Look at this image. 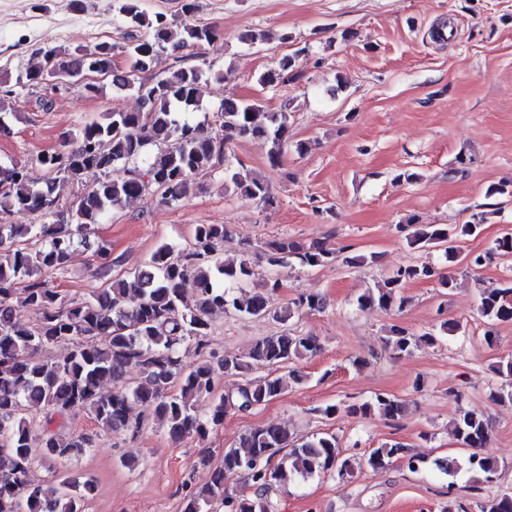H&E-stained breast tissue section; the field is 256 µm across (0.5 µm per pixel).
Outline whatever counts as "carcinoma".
I'll return each mask as SVG.
<instances>
[{
	"instance_id": "carcinoma-1",
	"label": "carcinoma",
	"mask_w": 512,
	"mask_h": 512,
	"mask_svg": "<svg viewBox=\"0 0 512 512\" xmlns=\"http://www.w3.org/2000/svg\"><path fill=\"white\" fill-rule=\"evenodd\" d=\"M197 10V0H181L183 21L177 23L162 13L148 15L139 0H120L122 22L134 31L129 41L101 42L92 51L77 50L64 60L59 59L56 48L44 46L38 53L45 59V68L18 69L16 85L20 87L53 91L64 85L92 97L100 92V85L88 75L111 77L114 57L121 56L126 62L124 78L112 77V86L133 92L142 109L114 112L106 123L89 122L79 130L74 147L40 155L38 162L47 178L39 187L29 180L26 165H0V212L17 208L43 218L40 224L0 222V512H83L82 502L93 489L61 467L53 471L57 487L52 493L33 484L29 478L32 429H38L43 447L62 465L95 445L90 434L64 440L53 428L56 419L77 408L87 409L109 432L134 433L145 417L153 416L167 424L174 440L204 438L223 424L224 414L247 411L276 399L288 385L303 383L299 370H288L286 379L275 371L321 350L315 337L293 329L258 339L239 354L221 356L209 350L210 316L216 310L241 317L270 316L286 324L296 310L324 307L317 292L300 294L293 310L274 307L271 298L280 288L278 277L269 278L261 290L248 297L236 296L234 290L254 272L245 259L237 265L224 261L227 227L223 224L196 225L190 250L180 251L165 243L132 276L118 278L110 287L71 306L59 301L58 292L45 278L66 266L72 248L87 243L91 226L109 210L142 197L151 187L162 204L181 200L189 180L225 159V146L237 138L264 140L269 144L270 164L279 163L288 140L285 113L263 112L259 100L231 95L220 107L219 126L196 120L202 83L212 71L207 60L200 66L173 69L154 82L142 77L164 54L189 45L215 44L217 33L212 27L186 22ZM293 66L292 57H283L278 67L257 77L258 85L274 88L288 81ZM117 166L126 168L121 180L112 179V169ZM91 170L101 175L96 185L73 202H62L56 194L57 183H77ZM224 176L247 197L273 203L264 180L230 165L224 167ZM481 226L480 220L414 224L408 243L423 251L440 248L447 261L455 262L460 257L454 243L474 235ZM368 258L374 261L376 255L344 257L342 250L321 242L305 248L288 238L269 243L265 253L267 265L274 270L286 268L294 260L314 268L340 259L352 267ZM432 278L447 291L455 287L451 276L429 262L400 266L377 288L361 294L358 306L401 311L408 304L404 285ZM19 288L24 291L21 304L34 315L31 322L14 316ZM478 313L492 325L512 321V280L485 289ZM458 329L445 321L437 334L415 335L392 325L382 341L389 350L410 354L438 344L442 336ZM185 343L205 353L200 362H183L180 348ZM58 344L71 345L64 357L33 360L36 351ZM264 368L267 374L254 375ZM132 369L139 370L141 376L129 377ZM220 375L238 377L242 383L219 394L216 380ZM106 384L113 387L109 394L102 392ZM205 400L211 403L206 414L198 410V402ZM137 408L143 415L134 418L131 413ZM405 410L404 400L387 393L348 407L355 415L377 413L390 420L400 418ZM453 434L462 447L470 449L466 465L450 457H438L432 464L450 478L446 512H468L466 505L453 497L454 479L465 470L477 484L495 483L496 464L478 452L489 440L491 427L482 416L464 411L453 422ZM285 448L288 454L282 457ZM276 457L279 461L275 463ZM394 458L405 460L413 472L423 464L400 442L372 449L366 464L384 469ZM328 471L340 481L353 476V464L343 457L335 434L324 432L290 443L279 427L251 428L241 435L237 446L224 449L210 482L184 495L181 512H209L208 507L215 503L224 512H274L269 497L273 487L293 476ZM241 473L252 482L250 496L230 489L229 481ZM477 508L478 512H512V496L502 494Z\"/></svg>"
}]
</instances>
